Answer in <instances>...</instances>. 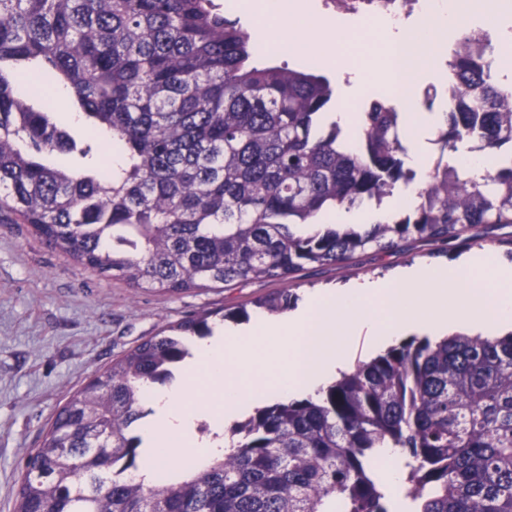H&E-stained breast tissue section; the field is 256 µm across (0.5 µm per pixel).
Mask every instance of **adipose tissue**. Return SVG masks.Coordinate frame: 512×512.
<instances>
[{
	"label": "adipose tissue",
	"mask_w": 512,
	"mask_h": 512,
	"mask_svg": "<svg viewBox=\"0 0 512 512\" xmlns=\"http://www.w3.org/2000/svg\"><path fill=\"white\" fill-rule=\"evenodd\" d=\"M258 24L261 47L291 48L301 41L316 61L344 69L354 88L365 71L349 65L340 38L321 43L311 34L296 0H270ZM512 327V264L489 266L472 251L448 265L405 268L388 279L355 280L307 297L281 317L256 315L249 323L225 325L216 336L196 342L186 374L223 381L216 408L187 404L183 381L152 386L148 403L157 417L149 434L156 447L177 451L188 427L207 418L214 429L231 427L250 408L296 396L319 397L350 368L351 342L365 338L367 352L410 334L452 332L498 335Z\"/></svg>",
	"instance_id": "obj_1"
}]
</instances>
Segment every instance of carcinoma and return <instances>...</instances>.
I'll list each match as a JSON object with an SVG mask.
<instances>
[{"mask_svg":"<svg viewBox=\"0 0 512 512\" xmlns=\"http://www.w3.org/2000/svg\"><path fill=\"white\" fill-rule=\"evenodd\" d=\"M493 55L480 30L455 43L456 104L408 213L302 235L323 213L414 182L391 100L361 113L352 148L327 120L330 82L255 63L250 33L215 0H0V208L83 266L168 295L512 224V159L479 180L445 160L465 143L492 156L512 145V91ZM59 92L83 136L59 118ZM298 300L284 289L254 306L283 314ZM216 317L251 314L169 325L70 395L27 458L14 512H388L375 465L387 446L407 455L411 512H512V333L412 338L358 361L318 401L255 409L231 429L230 453L174 461L145 485L143 387L172 382Z\"/></svg>","mask_w":512,"mask_h":512,"instance_id":"obj_1","label":"carcinoma"}]
</instances>
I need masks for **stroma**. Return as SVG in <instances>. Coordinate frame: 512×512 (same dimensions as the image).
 <instances>
[{
    "label": "stroma",
    "mask_w": 512,
    "mask_h": 512,
    "mask_svg": "<svg viewBox=\"0 0 512 512\" xmlns=\"http://www.w3.org/2000/svg\"><path fill=\"white\" fill-rule=\"evenodd\" d=\"M443 43L419 48L407 71L413 107L427 123L448 105V53ZM434 93L424 108L425 93ZM453 244L404 243L373 248L343 266L308 265L287 279H256L170 296L133 290L43 243L31 225L0 212V512H13L29 452L40 447L57 410L112 360L166 325L252 303L279 288L299 297L353 279L388 278L413 266L446 265L460 255Z\"/></svg>",
    "instance_id": "obj_1"
}]
</instances>
